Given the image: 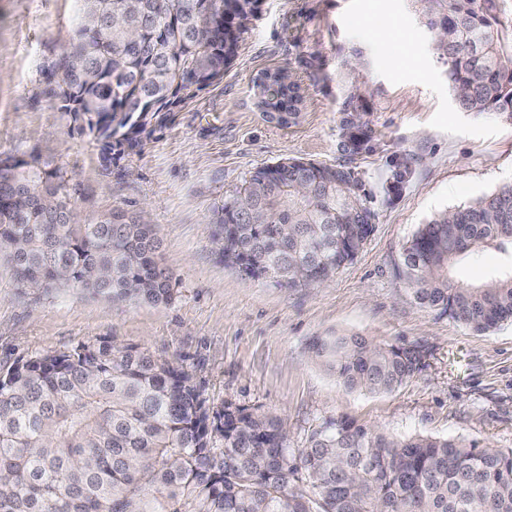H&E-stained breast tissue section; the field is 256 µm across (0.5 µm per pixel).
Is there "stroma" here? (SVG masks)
Returning a JSON list of instances; mask_svg holds the SVG:
<instances>
[{
  "instance_id": "35a3bbf8",
  "label": "stroma",
  "mask_w": 512,
  "mask_h": 512,
  "mask_svg": "<svg viewBox=\"0 0 512 512\" xmlns=\"http://www.w3.org/2000/svg\"><path fill=\"white\" fill-rule=\"evenodd\" d=\"M80 0H0V154L38 156L76 175L82 217L145 213L173 275L166 305L115 304L76 290L22 291L0 268V369L99 337L182 365L207 402L259 408L289 447L346 416L388 435L512 448V322L486 332L417 303L393 275L432 216L512 183V118L463 109L420 0H259L220 84L170 113L127 170L103 171L94 143L42 94L68 47ZM284 69L300 84L295 118L261 112L255 81ZM364 134L360 149L349 126ZM288 157L354 171L374 231L327 285L280 288L224 266L208 217L257 169ZM512 269L487 250L456 271L482 284ZM343 330L424 352L395 391H348L309 340Z\"/></svg>"
}]
</instances>
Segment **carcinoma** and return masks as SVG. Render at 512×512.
Returning a JSON list of instances; mask_svg holds the SVG:
<instances>
[{
	"instance_id": "carcinoma-1",
	"label": "carcinoma",
	"mask_w": 512,
	"mask_h": 512,
	"mask_svg": "<svg viewBox=\"0 0 512 512\" xmlns=\"http://www.w3.org/2000/svg\"><path fill=\"white\" fill-rule=\"evenodd\" d=\"M44 94L91 137L104 170L139 154L186 100L224 79L258 0H82ZM506 0H425L459 104L512 117ZM264 112L293 116L284 69ZM358 179L288 158L257 170L209 217L224 265L280 287L320 286L373 231ZM60 167L0 154V266L23 291L78 290L169 303L153 224L122 208L83 222ZM488 248L512 252V184L420 225L394 267L419 304L476 332L512 322V270L481 285L453 269ZM316 360L347 390L392 392L423 352L329 333ZM224 439L216 448L214 434ZM0 512H512V448L390 436L344 416L290 448L280 423L232 400L207 404L193 375L112 338L0 370Z\"/></svg>"
}]
</instances>
